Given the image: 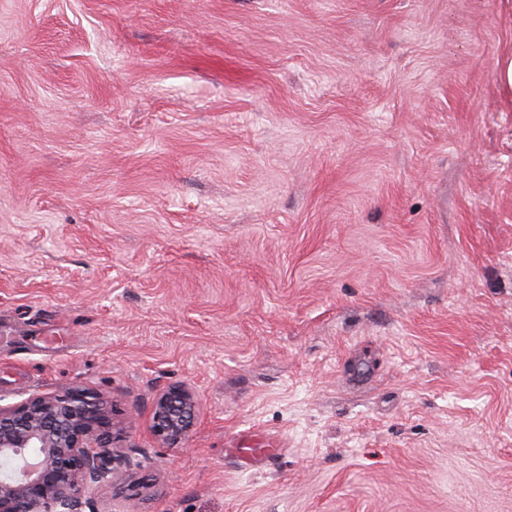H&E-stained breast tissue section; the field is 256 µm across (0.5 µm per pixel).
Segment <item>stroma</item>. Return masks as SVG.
<instances>
[{"mask_svg":"<svg viewBox=\"0 0 512 512\" xmlns=\"http://www.w3.org/2000/svg\"><path fill=\"white\" fill-rule=\"evenodd\" d=\"M511 54L512 0H0V407L104 402L101 512H512ZM196 401L193 392L185 386H173L156 400L152 430L163 444L179 443L189 431L195 418Z\"/></svg>","mask_w":512,"mask_h":512,"instance_id":"stroma-1","label":"stroma"}]
</instances>
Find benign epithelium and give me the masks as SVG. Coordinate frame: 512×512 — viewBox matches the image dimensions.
<instances>
[{
    "label": "benign epithelium",
    "instance_id": "7a95c632",
    "mask_svg": "<svg viewBox=\"0 0 512 512\" xmlns=\"http://www.w3.org/2000/svg\"><path fill=\"white\" fill-rule=\"evenodd\" d=\"M196 401L185 386L156 400L152 430L164 444L179 443L195 418ZM113 429L103 402L80 386L36 395L0 409V456L18 461L11 482L0 483V512H96L95 494L124 476L107 450Z\"/></svg>",
    "mask_w": 512,
    "mask_h": 512
}]
</instances>
